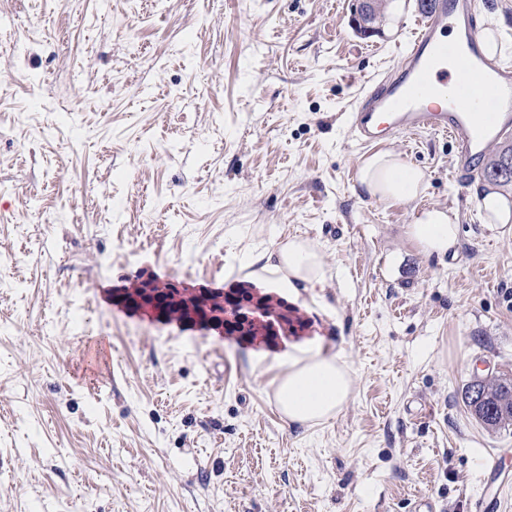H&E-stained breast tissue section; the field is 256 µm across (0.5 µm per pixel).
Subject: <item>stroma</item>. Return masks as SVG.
Masks as SVG:
<instances>
[{
	"label": "stroma",
	"instance_id": "1",
	"mask_svg": "<svg viewBox=\"0 0 512 512\" xmlns=\"http://www.w3.org/2000/svg\"><path fill=\"white\" fill-rule=\"evenodd\" d=\"M0 0V512H468L481 461L512 453L462 397L512 376V232L460 189L431 133L377 144L424 169L412 201L359 184L363 81L418 20L389 0ZM512 62V0H481ZM455 215L454 253L405 234ZM293 236L331 273L292 301L229 252ZM245 288L257 334L118 305L143 284ZM323 337L353 393L291 423L274 359ZM100 360L86 363L87 346ZM358 3L355 6L354 14H358V18L355 19L359 23V29L365 33L373 29V27L368 25H373L378 21H381L382 18L379 5L377 2H381L383 0H369V2H359L361 0H357Z\"/></svg>",
	"mask_w": 512,
	"mask_h": 512
}]
</instances>
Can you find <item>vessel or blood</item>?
<instances>
[{
    "instance_id": "vessel-or-blood-1",
    "label": "vessel or blood",
    "mask_w": 512,
    "mask_h": 512,
    "mask_svg": "<svg viewBox=\"0 0 512 512\" xmlns=\"http://www.w3.org/2000/svg\"><path fill=\"white\" fill-rule=\"evenodd\" d=\"M350 127L361 146L395 130L443 135L457 185L482 175L489 148L512 137V67L484 52L476 0H434L397 66L363 85Z\"/></svg>"
}]
</instances>
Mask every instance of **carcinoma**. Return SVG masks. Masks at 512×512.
<instances>
[{
    "label": "carcinoma",
    "mask_w": 512,
    "mask_h": 512,
    "mask_svg": "<svg viewBox=\"0 0 512 512\" xmlns=\"http://www.w3.org/2000/svg\"><path fill=\"white\" fill-rule=\"evenodd\" d=\"M379 0H361L355 6L359 29L363 32L381 18ZM485 180L499 186L512 185V148L500 152L484 168ZM464 399L472 415L485 426L496 429L512 425V378L505 375L468 383Z\"/></svg>",
    "instance_id": "1"
}]
</instances>
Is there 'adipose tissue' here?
I'll return each mask as SVG.
<instances>
[{
  "instance_id": "ef3b65f1",
  "label": "adipose tissue",
  "mask_w": 512,
  "mask_h": 512,
  "mask_svg": "<svg viewBox=\"0 0 512 512\" xmlns=\"http://www.w3.org/2000/svg\"><path fill=\"white\" fill-rule=\"evenodd\" d=\"M359 182L371 198L380 201H410L425 191L422 169L405 163L391 151L363 160ZM406 234L427 254L443 256L455 249L459 226L445 211L422 210ZM245 266L262 264L272 274V286L299 297L302 290L323 285L327 270L319 247L308 240L291 238L278 248L251 251ZM282 369L275 398L288 421L314 426L337 416L347 403L353 379L343 352L323 354L320 347L303 348L281 357Z\"/></svg>"
}]
</instances>
